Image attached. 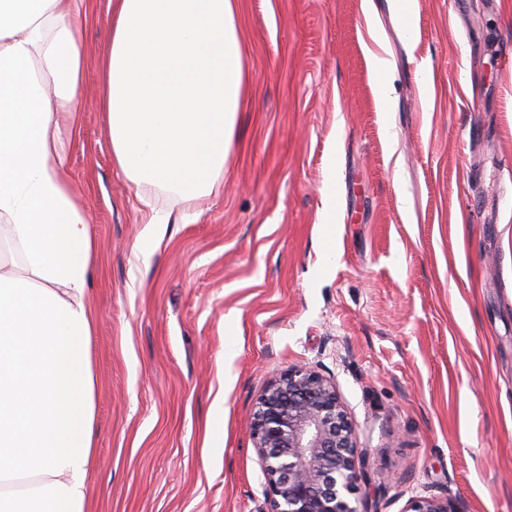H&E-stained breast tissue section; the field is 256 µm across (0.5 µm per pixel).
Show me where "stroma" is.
<instances>
[{
  "label": "stroma",
  "mask_w": 512,
  "mask_h": 512,
  "mask_svg": "<svg viewBox=\"0 0 512 512\" xmlns=\"http://www.w3.org/2000/svg\"><path fill=\"white\" fill-rule=\"evenodd\" d=\"M370 3L237 0L248 80L224 186L146 260L169 192L112 161V18L91 0L83 108L55 115L103 264L88 512H266L251 415L303 364L354 423L365 512L428 494L512 512V0H414L408 23L395 0ZM372 40L376 43L378 49L366 46V56L374 73L380 77L377 82L376 95L381 103H385L388 100L389 93L386 82L383 80V76L388 70L389 61L384 55V48L377 36H371Z\"/></svg>",
  "instance_id": "35a3bbf8"
}]
</instances>
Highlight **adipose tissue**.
Here are the masks:
<instances>
[{
	"mask_svg": "<svg viewBox=\"0 0 512 512\" xmlns=\"http://www.w3.org/2000/svg\"><path fill=\"white\" fill-rule=\"evenodd\" d=\"M89 0H0V512H87L96 443L93 227L58 111L78 113ZM245 82L236 0H112V156L185 212L224 173Z\"/></svg>",
	"mask_w": 512,
	"mask_h": 512,
	"instance_id": "obj_1",
	"label": "adipose tissue"
}]
</instances>
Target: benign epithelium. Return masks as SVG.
I'll return each instance as SVG.
<instances>
[{"mask_svg":"<svg viewBox=\"0 0 512 512\" xmlns=\"http://www.w3.org/2000/svg\"><path fill=\"white\" fill-rule=\"evenodd\" d=\"M266 512H361L364 450L336 384L307 366L269 382L251 418ZM405 512H459L446 495L411 498Z\"/></svg>","mask_w":512,"mask_h":512,"instance_id":"obj_1","label":"benign epithelium"}]
</instances>
